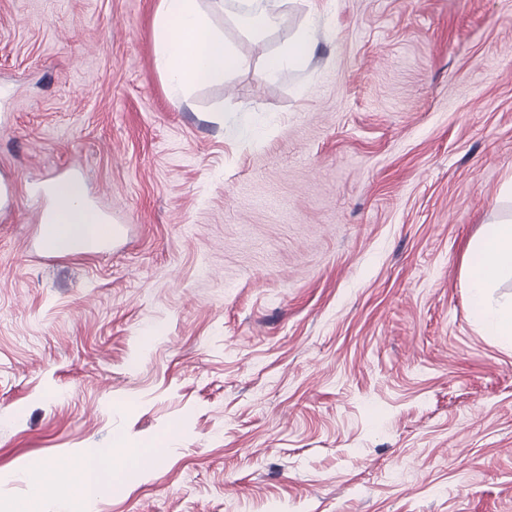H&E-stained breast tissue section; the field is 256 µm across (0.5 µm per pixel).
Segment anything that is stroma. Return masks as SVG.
I'll list each match as a JSON object with an SVG mask.
<instances>
[{
	"label": "stroma",
	"mask_w": 512,
	"mask_h": 512,
	"mask_svg": "<svg viewBox=\"0 0 512 512\" xmlns=\"http://www.w3.org/2000/svg\"><path fill=\"white\" fill-rule=\"evenodd\" d=\"M159 2L0 0V512L174 423L98 512H512V345L462 275L512 218V0H267L260 40L224 0L249 66L178 106ZM61 179L104 253L44 257ZM311 55L312 40L309 34L302 32L266 59L260 75L264 79L276 78L286 68L296 69L304 66ZM179 436L180 427L178 424L174 423L170 426L164 440L156 445L151 446L154 449L145 451L138 455L136 465L143 472H151L154 468L157 455L165 452L169 447H172L173 444L178 441Z\"/></svg>",
	"instance_id": "1"
}]
</instances>
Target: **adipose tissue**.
I'll return each mask as SVG.
<instances>
[{"mask_svg": "<svg viewBox=\"0 0 512 512\" xmlns=\"http://www.w3.org/2000/svg\"><path fill=\"white\" fill-rule=\"evenodd\" d=\"M155 39L158 67L176 105L184 102L192 89L224 83L248 65L213 27L198 0H160ZM311 55L312 40L309 34L300 33L266 59L261 76L276 78L284 69L304 66ZM54 197L49 233L59 245L93 240L102 233L100 217L87 207L80 182H57ZM470 253L463 277L471 310L487 335L512 343V303L495 304L490 299L491 288L502 278L512 277V220L487 225L471 245ZM129 462L132 460L120 438L113 439L111 447L97 449L66 467L39 461L20 512H93L107 482L126 472ZM58 483L71 491L70 501L60 507L44 493L46 485Z\"/></svg>", "mask_w": 512, "mask_h": 512, "instance_id": "obj_1", "label": "adipose tissue"}]
</instances>
